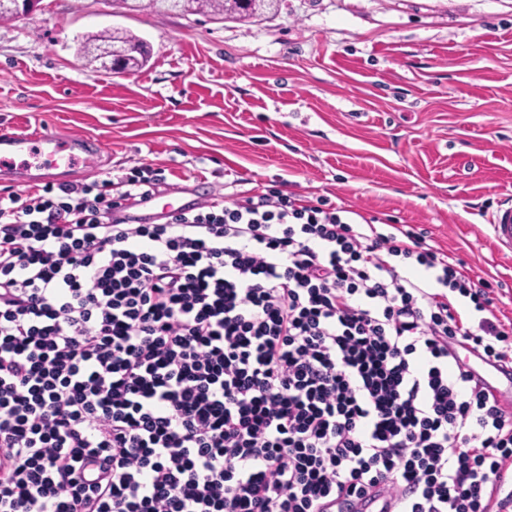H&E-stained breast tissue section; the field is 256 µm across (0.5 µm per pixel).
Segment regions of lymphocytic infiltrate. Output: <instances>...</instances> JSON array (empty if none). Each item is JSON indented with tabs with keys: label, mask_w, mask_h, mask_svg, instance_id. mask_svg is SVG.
I'll list each match as a JSON object with an SVG mask.
<instances>
[{
	"label": "lymphocytic infiltrate",
	"mask_w": 512,
	"mask_h": 512,
	"mask_svg": "<svg viewBox=\"0 0 512 512\" xmlns=\"http://www.w3.org/2000/svg\"><path fill=\"white\" fill-rule=\"evenodd\" d=\"M164 181L0 194V512L512 504V410L449 368L461 339L512 360L486 281L414 229L279 190L115 218Z\"/></svg>",
	"instance_id": "lymphocytic-infiltrate-1"
}]
</instances>
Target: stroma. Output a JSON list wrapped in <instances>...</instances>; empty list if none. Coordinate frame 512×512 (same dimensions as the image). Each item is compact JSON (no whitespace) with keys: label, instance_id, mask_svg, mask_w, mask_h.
<instances>
[{"label":"stroma","instance_id":"35a3bbf8","mask_svg":"<svg viewBox=\"0 0 512 512\" xmlns=\"http://www.w3.org/2000/svg\"><path fill=\"white\" fill-rule=\"evenodd\" d=\"M106 28L142 37L147 66H89L80 45ZM41 131L105 150L63 174L0 172V189L148 165L187 201L353 205L426 233L512 321V253L487 223L512 198V0H280L245 21L40 0L0 23V134Z\"/></svg>","mask_w":512,"mask_h":512}]
</instances>
